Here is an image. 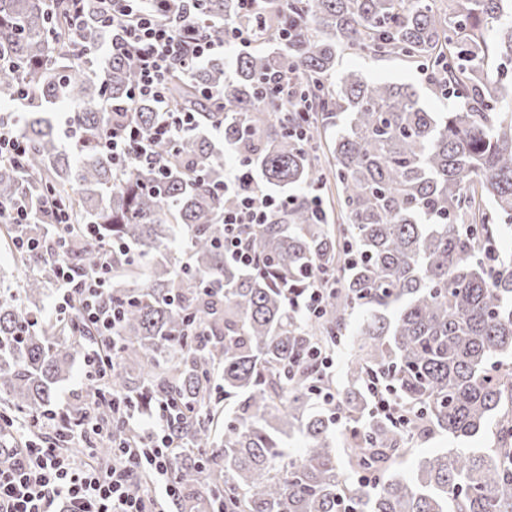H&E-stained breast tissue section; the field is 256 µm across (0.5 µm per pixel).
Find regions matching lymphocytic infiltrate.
I'll list each match as a JSON object with an SVG mask.
<instances>
[{"instance_id": "lymphocytic-infiltrate-1", "label": "lymphocytic infiltrate", "mask_w": 512, "mask_h": 512, "mask_svg": "<svg viewBox=\"0 0 512 512\" xmlns=\"http://www.w3.org/2000/svg\"><path fill=\"white\" fill-rule=\"evenodd\" d=\"M112 29V52L136 71L133 97H150L165 103L166 89L175 67L198 65L216 53L220 45L199 29L193 13H186L180 28L165 20L169 0H101ZM189 123L183 112L172 113L168 122L143 133L129 123L115 126L99 138L102 151L112 153L117 168L131 163L163 167L154 151L157 140ZM251 174L243 166L225 173L223 189L234 197L224 209V252L239 264L253 261L244 240L252 224L267 223L288 201L250 190ZM110 254H103L91 271L78 274L66 261L56 266V314H77L98 335L110 336L118 320L101 304L107 286ZM112 425L88 417L77 421L74 431L92 430L101 443L110 445L112 463L78 462L63 456L54 445L26 442L13 451L12 464L0 466V512H147L148 505L176 498L172 427L179 413L173 401L158 397L148 417L130 407L119 395L111 396Z\"/></svg>"}]
</instances>
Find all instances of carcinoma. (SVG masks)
<instances>
[{
	"label": "carcinoma",
	"instance_id": "cac0c4a2",
	"mask_svg": "<svg viewBox=\"0 0 512 512\" xmlns=\"http://www.w3.org/2000/svg\"><path fill=\"white\" fill-rule=\"evenodd\" d=\"M71 0H0V102L32 91L16 130L28 152L0 165V202L25 201L28 224L0 213V233L29 276L0 285V408L22 435L54 433L78 458L84 443L51 416L55 388L98 336L70 316L46 315L59 245L83 272L112 253L104 304L122 306L107 381L88 378L86 410L112 420L105 394L148 412L177 402V512H512V253L491 261L487 242L512 229V0H264V36L226 74L213 57L175 67L168 97L191 127L157 143L167 167L130 165L115 177L96 139L130 119L144 131L163 118L132 97L127 62L91 56L105 37L96 0L76 31ZM211 40L242 21L237 0H199ZM296 24L291 39L279 36ZM399 57L421 66L437 100L428 111L410 87L336 70L340 52ZM300 75L297 112L260 95L274 74ZM71 109V149H60L50 114ZM257 171L253 188L292 191L269 223L245 229L256 261L224 256V156ZM336 182L328 224L306 190ZM66 212L62 233L54 211ZM95 226L94 234L84 225ZM180 241L182 259L172 250ZM149 258L147 269L139 259ZM322 311L306 320L296 302L315 281ZM361 314L357 325L350 317ZM351 336L342 382L313 357ZM388 384L410 419L405 429L371 418L363 391ZM319 386L334 395L312 411ZM336 413L354 423L341 450ZM492 429L493 444L452 448L402 463L417 444ZM301 435L304 446L288 447ZM379 476L374 486L349 474Z\"/></svg>",
	"mask_w": 512,
	"mask_h": 512
}]
</instances>
